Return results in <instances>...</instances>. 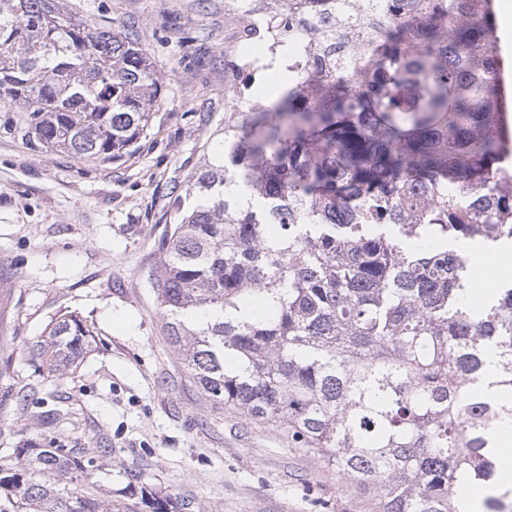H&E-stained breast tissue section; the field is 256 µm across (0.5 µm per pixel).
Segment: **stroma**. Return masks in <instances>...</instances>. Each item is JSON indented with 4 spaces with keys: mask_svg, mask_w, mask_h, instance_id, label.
Instances as JSON below:
<instances>
[{
    "mask_svg": "<svg viewBox=\"0 0 512 512\" xmlns=\"http://www.w3.org/2000/svg\"><path fill=\"white\" fill-rule=\"evenodd\" d=\"M145 43L161 75L153 127L125 161L100 166L45 148L0 108V455L58 438L104 465L101 492L147 512L128 473L187 512H380L377 500L283 429L213 409L162 333L146 275L174 200L266 71L240 68L252 40L224 0H64ZM93 330L76 371L49 377L23 353L51 317ZM60 411V420L43 424Z\"/></svg>",
    "mask_w": 512,
    "mask_h": 512,
    "instance_id": "1",
    "label": "stroma"
}]
</instances>
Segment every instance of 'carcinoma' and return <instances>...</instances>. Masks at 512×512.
<instances>
[{
	"mask_svg": "<svg viewBox=\"0 0 512 512\" xmlns=\"http://www.w3.org/2000/svg\"><path fill=\"white\" fill-rule=\"evenodd\" d=\"M248 34L298 44L283 85L224 113L149 283L162 330L215 409L282 427L382 512H503L512 424V276L474 309L459 240L512 245V127L491 0H226ZM160 104L145 44L62 0H0V108L83 162L132 155ZM91 331L25 344L49 376ZM96 455L25 443L0 512H121L80 490ZM149 512H183L130 474Z\"/></svg>",
	"mask_w": 512,
	"mask_h": 512,
	"instance_id": "cac0c4a2",
	"label": "carcinoma"
}]
</instances>
